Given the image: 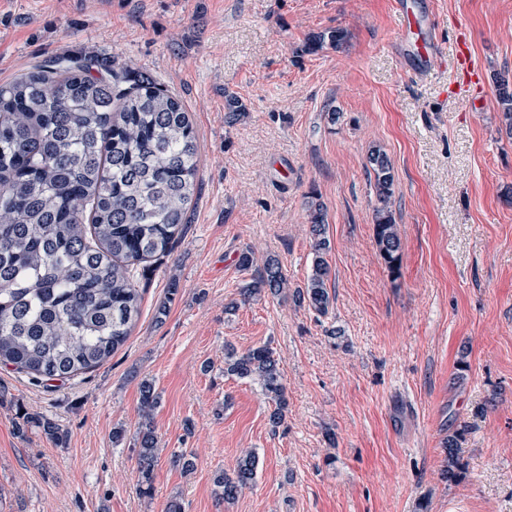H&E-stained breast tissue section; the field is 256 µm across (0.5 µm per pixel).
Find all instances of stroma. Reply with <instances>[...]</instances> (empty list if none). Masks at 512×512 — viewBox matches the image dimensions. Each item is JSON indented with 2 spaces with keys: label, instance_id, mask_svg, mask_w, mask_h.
I'll list each match as a JSON object with an SVG mask.
<instances>
[{
  "label": "stroma",
  "instance_id": "1",
  "mask_svg": "<svg viewBox=\"0 0 512 512\" xmlns=\"http://www.w3.org/2000/svg\"><path fill=\"white\" fill-rule=\"evenodd\" d=\"M394 2L0 0V84L59 54L128 64L180 97L201 149L189 223L138 269L125 344L45 385L0 364V512H166L174 498L184 512H512V138L493 83L512 78V0H426L438 34L425 76ZM336 27L347 44L305 52ZM462 48L481 72L467 91ZM230 96L244 107L232 125ZM374 146L394 168L395 276L373 238ZM312 191L331 241L323 316L291 295L312 270ZM248 247L255 268L279 259L290 292L242 301ZM228 342L281 359L279 428L259 383L225 375ZM145 379L161 397L148 497L136 490ZM26 412L65 441L25 426ZM247 450L255 483L224 502L214 477ZM180 451L194 470L172 465Z\"/></svg>",
  "mask_w": 512,
  "mask_h": 512
}]
</instances>
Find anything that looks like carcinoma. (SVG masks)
I'll return each mask as SVG.
<instances>
[{"mask_svg":"<svg viewBox=\"0 0 512 512\" xmlns=\"http://www.w3.org/2000/svg\"><path fill=\"white\" fill-rule=\"evenodd\" d=\"M342 28L320 32L305 51L341 48ZM505 130L512 135V86L498 85ZM200 154L181 100L147 71L116 67L97 56L56 55L0 85V363L40 383L102 365L127 341L142 296L134 267L170 252L187 224L198 189ZM367 176L377 206L373 233L386 266L399 269L401 240L390 204L395 178L387 153L375 147ZM313 269L295 300L325 314L330 306L326 213L306 196ZM288 287L278 259L268 258L246 298L277 296ZM224 374L259 382L277 428L288 406L281 360L267 346L238 353L224 344ZM160 395L140 383L137 490H153L158 437L152 413ZM24 422L55 442L65 433L44 416ZM458 436L448 449L445 478H457ZM246 453L234 474L215 478L216 493L235 500L256 477Z\"/></svg>","mask_w":512,"mask_h":512,"instance_id":"obj_1","label":"carcinoma"}]
</instances>
